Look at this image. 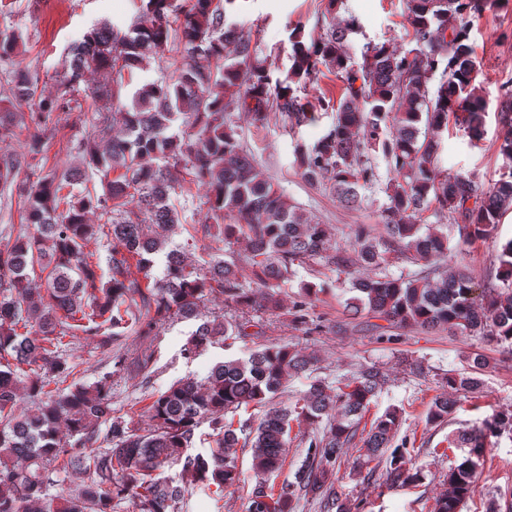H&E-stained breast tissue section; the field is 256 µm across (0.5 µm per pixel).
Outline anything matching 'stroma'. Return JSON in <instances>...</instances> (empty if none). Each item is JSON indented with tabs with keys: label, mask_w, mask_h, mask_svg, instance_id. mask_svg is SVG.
Wrapping results in <instances>:
<instances>
[{
	"label": "stroma",
	"mask_w": 512,
	"mask_h": 512,
	"mask_svg": "<svg viewBox=\"0 0 512 512\" xmlns=\"http://www.w3.org/2000/svg\"><path fill=\"white\" fill-rule=\"evenodd\" d=\"M140 0H0V36L21 34L17 54L0 60V75L15 68L28 70L37 80V92L54 94L63 75L62 62L73 40L96 25L106 22L127 29L140 13ZM235 21L251 33L257 54L274 76H285L290 66L293 30L311 39L332 24L353 23L347 36L353 64H361L366 47L385 44L401 51L411 49L407 34L406 0H244L234 15ZM470 41L481 63L476 84L487 102L486 132L479 144L451 127L441 133L442 154L449 174H461L488 184L499 177L503 159L498 152V117L502 88L512 85V2L484 11L471 22ZM93 109L90 101L81 107H61L43 115L41 123L52 132L45 170H65L75 160L66 149L67 141L80 138L90 129ZM334 121L333 112L321 113L318 121L291 125L281 116H273L268 125H253L243 113L234 122L239 137L269 177L275 188L283 190L317 222L327 225L337 246L349 248L352 229L368 224L380 229L379 214L386 201L378 186L361 189L358 207H345L328 184H312L293 167L296 143L313 144ZM512 238V210L505 212L491 238L464 247L455 258L475 280H483L496 262L497 250ZM299 279L282 289L285 305H292L300 292L299 280L329 283L309 308L310 324L293 325L271 315L263 316V334L236 341L224 348H209L194 360H186L181 348L197 327L196 321H178L163 326L157 339L136 334L123 338V347L134 354L144 349L155 352V372L149 381L138 376L115 379L112 386L114 414L126 420L140 421L151 395L189 374H204L222 359L242 357L244 351L259 344H295L318 361V376L335 380L352 376L360 366L376 365L389 383L361 420L362 426L391 406L402 408V423L397 439L408 442L411 454L422 471L419 482L403 488H388L381 472L367 475L353 471L360 454V441H352L341 454L337 489L352 507V512H433L436 500L445 492V475L460 450L449 447L448 435L461 428L479 425L498 410L512 407V356L495 344L474 336L448 331L397 326L376 327L372 318H350L344 311L345 296L335 286V273L317 274L302 268ZM483 354L488 364L478 377L479 389L463 395L451 422L439 427L426 423V413L443 389L445 373L473 372L470 357ZM243 473L240 487L223 499H210L196 493L188 498V512H246L248 496L256 483L251 456L239 454ZM473 497L462 512H485L490 500H501L512 491V438L502 437L481 466Z\"/></svg>",
	"instance_id": "obj_1"
}]
</instances>
